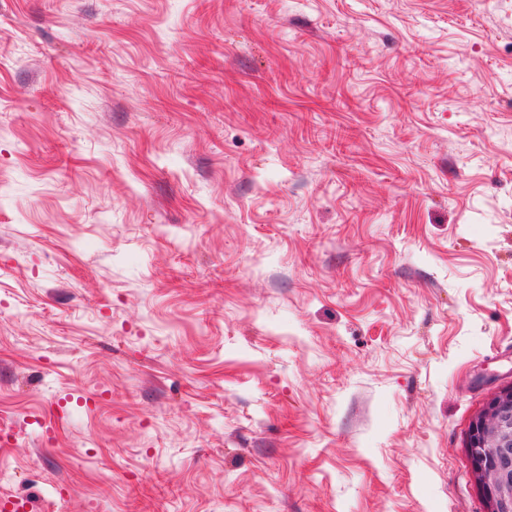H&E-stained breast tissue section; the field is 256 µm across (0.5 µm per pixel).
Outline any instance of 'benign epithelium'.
I'll list each match as a JSON object with an SVG mask.
<instances>
[{
    "instance_id": "7a95c632",
    "label": "benign epithelium",
    "mask_w": 512,
    "mask_h": 512,
    "mask_svg": "<svg viewBox=\"0 0 512 512\" xmlns=\"http://www.w3.org/2000/svg\"><path fill=\"white\" fill-rule=\"evenodd\" d=\"M468 454L492 512H512V387L473 420Z\"/></svg>"
}]
</instances>
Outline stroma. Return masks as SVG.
I'll return each instance as SVG.
<instances>
[{
  "mask_svg": "<svg viewBox=\"0 0 512 512\" xmlns=\"http://www.w3.org/2000/svg\"><path fill=\"white\" fill-rule=\"evenodd\" d=\"M511 384L512 0H0V495L485 512ZM468 454L492 512L512 511V387L472 422Z\"/></svg>",
  "mask_w": 512,
  "mask_h": 512,
  "instance_id": "stroma-1",
  "label": "stroma"
}]
</instances>
